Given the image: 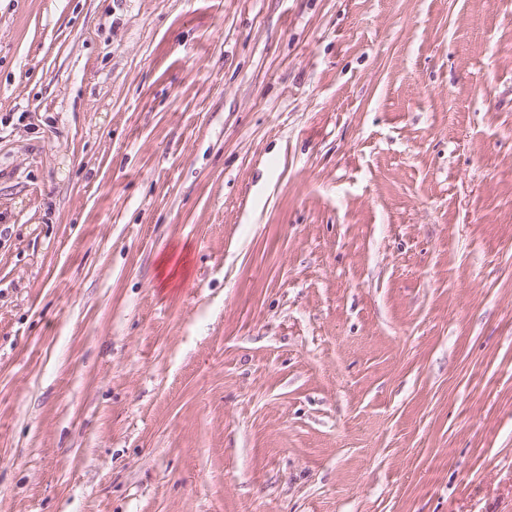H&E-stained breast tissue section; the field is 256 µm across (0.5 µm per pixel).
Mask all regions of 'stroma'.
Here are the masks:
<instances>
[{
  "instance_id": "stroma-1",
  "label": "stroma",
  "mask_w": 512,
  "mask_h": 512,
  "mask_svg": "<svg viewBox=\"0 0 512 512\" xmlns=\"http://www.w3.org/2000/svg\"><path fill=\"white\" fill-rule=\"evenodd\" d=\"M0 512H512V0H0Z\"/></svg>"
}]
</instances>
